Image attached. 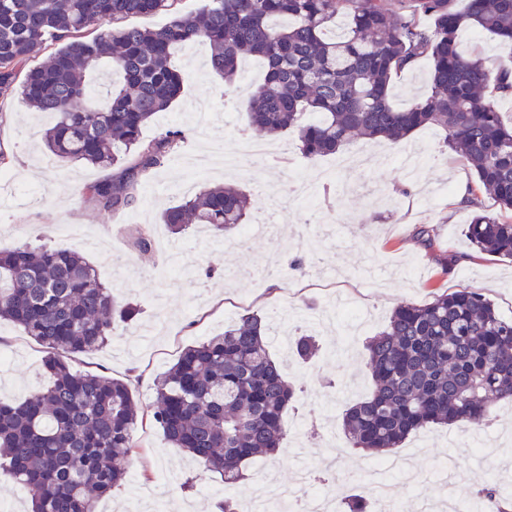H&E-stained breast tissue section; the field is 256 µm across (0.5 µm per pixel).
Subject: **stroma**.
Segmentation results:
<instances>
[{
    "mask_svg": "<svg viewBox=\"0 0 512 512\" xmlns=\"http://www.w3.org/2000/svg\"><path fill=\"white\" fill-rule=\"evenodd\" d=\"M207 56L200 43L176 54L184 90L168 110L144 126L142 138L148 141L176 127L187 139L180 154L148 179L151 197L111 216L95 215L79 199L80 189L102 179L103 170L59 159L53 168L44 166L43 132L54 116L16 102L0 105V147L9 154L7 169L14 180L13 187L0 191L9 199L0 209V248L45 243L78 251L118 300L137 305L139 315L115 322L107 345L71 358L70 366L77 373L131 380L136 399L144 404L152 401L157 378L184 348L223 332L244 313L269 316V354L297 388L284 414L281 447L263 458V465L289 478L331 457L337 478H359L372 459L350 446L342 419L349 406L372 390L365 356L369 337L387 325L400 304H422L433 294L462 288L484 293L502 317L512 319V263L480 257L469 244L465 228L474 209L457 198L470 188L472 173L449 149L444 131L435 127L419 129L400 144L385 139L352 142L351 150L389 158L364 174L337 170L333 155L306 157L292 136L268 138V145L287 149L288 163L245 160L228 172L214 169L195 188L226 183L251 194L248 221L272 218L271 234L244 241L234 236L211 239L196 227L172 234L162 222V212L185 196V157L203 145L196 131L199 105L210 103L217 139L232 145L252 132L248 104L265 78L263 63L246 56L233 81L225 82L204 67ZM430 91L425 60L395 79L391 89L400 108ZM413 147L425 148L431 160L409 185L398 158ZM300 173L314 178L315 193H322L324 184L334 185L335 207L320 204L311 210L297 201L269 205L268 195H282ZM405 185L410 188L406 194L401 191ZM40 187L46 190L44 199L28 203L26 190ZM135 224L154 242L151 259H141L127 246L122 230ZM420 224L432 226L440 248L463 255L454 271L442 273L415 243L414 230ZM304 230L318 243L316 253L306 254L299 273L282 261L298 253ZM274 280L279 283L275 289L270 286ZM295 330L311 334L318 344L309 362L291 354L290 334ZM0 352L14 357L10 366H0V401L17 400L47 385L43 349L20 327L0 323ZM136 436L138 453L122 485L98 502L97 512H137L136 488L163 475L172 478L165 488L172 512H218L224 497L242 498L252 487L249 476L225 484L221 474L171 447L154 423H144ZM393 456L410 458L414 471L427 477L438 466L448 468L443 491L431 486L421 492L390 474L399 512H422L426 507L436 512L442 496L469 498L486 481L512 493V401L501 402L482 428L434 426L409 436Z\"/></svg>",
    "mask_w": 512,
    "mask_h": 512,
    "instance_id": "obj_1",
    "label": "stroma"
}]
</instances>
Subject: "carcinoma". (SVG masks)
<instances>
[{"mask_svg": "<svg viewBox=\"0 0 512 512\" xmlns=\"http://www.w3.org/2000/svg\"><path fill=\"white\" fill-rule=\"evenodd\" d=\"M180 2L0 0V104L17 100L53 113L44 133L53 155L111 170L83 186L85 206L109 215L132 208L148 178L178 153L182 131L144 142L142 128L181 92L174 54L202 42L210 67L227 81L240 55L264 60L265 82L249 101L254 133H291L309 157L335 154L355 136L399 141L424 127L444 131L474 175L471 205L485 192L499 206L473 215L470 244L512 260V125L498 111V99L512 91V67L492 68L457 42L461 28L476 26L512 61V0H466L462 8L457 0H206L190 15ZM157 12L170 14L169 23L125 25ZM52 45L47 63L27 67ZM420 59L431 63V95L398 109L392 79ZM106 64L120 80L101 101L86 100ZM251 207L241 189L219 186L182 198L162 219L173 234L197 224L225 237L246 223ZM414 240L445 272L462 260L435 253L426 224ZM138 314L77 252L0 250V319L41 345L50 375L43 390L0 402V460L29 489L31 512H96L124 479L136 430L148 419L226 484L243 478L245 463L280 448L295 386L272 361L258 313L187 347L145 407L129 382L71 371L70 357L95 353L115 320ZM293 349L309 361L318 345L301 334ZM366 356L373 390L346 410L343 428L352 447L371 454H387L434 425H484L496 402L512 400V319L475 290L399 305L367 342ZM369 500L366 490L348 495L347 512H370Z\"/></svg>", "mask_w": 512, "mask_h": 512, "instance_id": "obj_1", "label": "carcinoma"}]
</instances>
